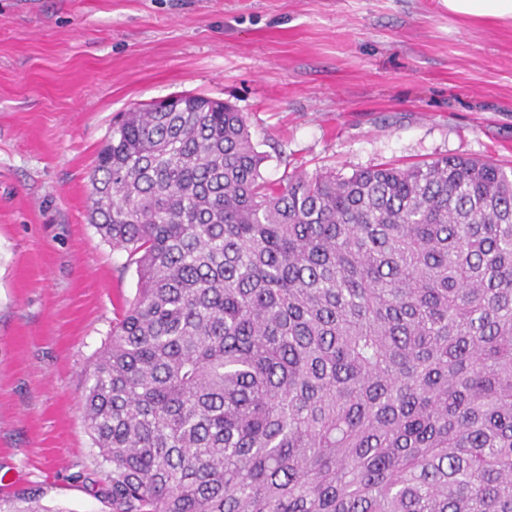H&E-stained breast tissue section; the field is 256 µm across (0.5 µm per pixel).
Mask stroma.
I'll return each instance as SVG.
<instances>
[{
	"mask_svg": "<svg viewBox=\"0 0 512 512\" xmlns=\"http://www.w3.org/2000/svg\"><path fill=\"white\" fill-rule=\"evenodd\" d=\"M233 104L284 172L512 165V23L443 0H0V497L112 512L79 395L138 288L89 220L116 115Z\"/></svg>",
	"mask_w": 512,
	"mask_h": 512,
	"instance_id": "stroma-1",
	"label": "stroma"
}]
</instances>
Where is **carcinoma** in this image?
I'll return each instance as SVG.
<instances>
[{"instance_id": "carcinoma-1", "label": "carcinoma", "mask_w": 512, "mask_h": 512, "mask_svg": "<svg viewBox=\"0 0 512 512\" xmlns=\"http://www.w3.org/2000/svg\"><path fill=\"white\" fill-rule=\"evenodd\" d=\"M230 104L112 125L90 219L137 294L80 401L112 512H512V168L264 181ZM0 512H63L35 497Z\"/></svg>"}]
</instances>
